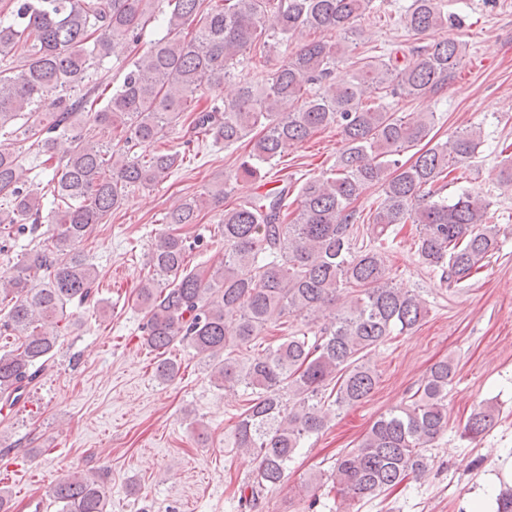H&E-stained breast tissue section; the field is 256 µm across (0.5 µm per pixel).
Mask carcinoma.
Returning <instances> with one entry per match:
<instances>
[{
	"instance_id": "carcinoma-1",
	"label": "carcinoma",
	"mask_w": 512,
	"mask_h": 512,
	"mask_svg": "<svg viewBox=\"0 0 512 512\" xmlns=\"http://www.w3.org/2000/svg\"><path fill=\"white\" fill-rule=\"evenodd\" d=\"M149 0H15L9 21L0 20V61L18 57L0 74V225L34 234L53 225L51 246L22 254L9 275H0V335L22 341L0 354V411L14 409L55 355L59 323L70 305L97 294V271L79 248L97 224L118 209L130 189L158 183L186 156L180 147L146 153L189 113L194 137L230 147L257 127L253 144L226 180H257L276 158L315 131L336 127L343 147L331 169L305 181L295 217L284 212L288 187L256 192L221 214L224 258L199 272L189 266L193 245L164 231L148 257L149 271L137 299L147 321L144 342L158 355L156 377L166 382L180 370L165 354L176 343L192 349L219 387L251 390L224 447L257 461L241 489L242 506L255 509L262 494L288 477V464L304 439L327 425L329 408L353 406L373 392L372 351L393 332H409L424 319L420 296L390 281L383 251L393 227L418 225L415 248L439 282L456 287L499 249L498 225L488 222L490 202L463 191L443 195L451 170L475 155L481 138L463 131L444 143L402 154L426 140L430 115L391 111L388 99L413 101L444 90L463 57L452 38L434 40L353 64L338 80L344 42L372 0H165L167 34L132 64L98 108L72 92L90 78L121 41L136 43L155 21ZM273 17L275 25H266ZM196 23L190 39L179 33ZM400 23L416 35L448 25L440 0H412ZM318 34L302 44L261 82H240L224 100L198 111L204 87L228 86L240 58L263 59L288 47L295 34ZM48 104L52 119L26 126L22 138L5 128ZM106 138L87 141L82 121ZM68 142L62 164L45 191L26 186L22 147L55 158ZM381 190L370 214L369 244L356 246L357 209L369 188ZM224 205V189L185 198L163 223L194 224L205 208ZM306 321L307 331L283 338L243 363L234 352L252 344L285 316ZM328 321L319 325L316 318ZM453 361L434 363L417 389L375 420L357 447L336 459L329 478L340 496L338 512L374 499L416 478L431 464L429 449L448 430V387ZM485 404L464 425L475 440L496 421ZM57 512H106L102 478L79 472L52 490Z\"/></svg>"
}]
</instances>
